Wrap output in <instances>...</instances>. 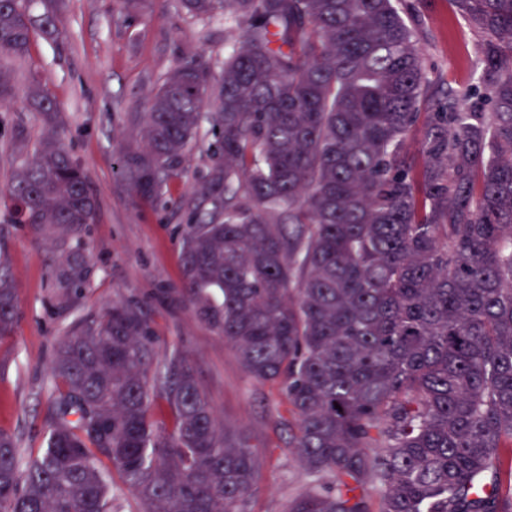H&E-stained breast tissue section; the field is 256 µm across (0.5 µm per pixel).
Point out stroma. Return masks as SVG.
Listing matches in <instances>:
<instances>
[{"mask_svg": "<svg viewBox=\"0 0 512 512\" xmlns=\"http://www.w3.org/2000/svg\"><path fill=\"white\" fill-rule=\"evenodd\" d=\"M404 17L419 14L423 65L437 90L471 93L481 87V65L472 30L448 9V0H400ZM63 41L35 40L24 61L0 56V72L14 97L0 107V187L15 167L10 136L21 124L31 139L43 133L25 99L26 77L45 78L61 110L60 134L83 168L96 200V219L85 238L83 288L62 295L51 281L65 255L0 206V242L12 260L20 320L0 341V432L13 437L23 457L44 446L50 371L59 336L113 298L141 301L161 350L184 351L217 416L254 448L261 463L249 512H288L306 478L288 446L293 415L277 383L246 374L234 350L198 321L182 298L179 226L195 178L210 159L205 150L186 160L188 175L170 184L164 205L134 199L117 173L123 147L141 141L138 114L177 61L197 54L223 61L228 47L223 19L200 21L179 0H63Z\"/></svg>", "mask_w": 512, "mask_h": 512, "instance_id": "35a3bbf8", "label": "stroma"}]
</instances>
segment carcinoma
<instances>
[{
  "mask_svg": "<svg viewBox=\"0 0 512 512\" xmlns=\"http://www.w3.org/2000/svg\"><path fill=\"white\" fill-rule=\"evenodd\" d=\"M448 2L480 37L479 105L436 97L394 0H180L238 40L217 71L181 58L118 159L159 203L209 155L184 202L183 291L248 376L282 385L310 480L289 512H512V0ZM32 3L0 0L1 53L63 37L58 0ZM26 100L47 132L16 127L0 198L67 254L51 274L67 294L96 203L36 74ZM18 313L0 249V341ZM157 343L132 300L58 341L44 448L24 463L0 433V512H120L114 471L139 512H248L255 452L185 355L153 365Z\"/></svg>",
  "mask_w": 512,
  "mask_h": 512,
  "instance_id": "obj_1",
  "label": "carcinoma"
}]
</instances>
